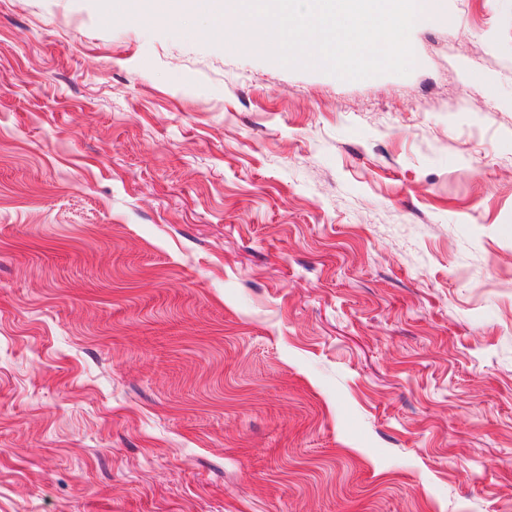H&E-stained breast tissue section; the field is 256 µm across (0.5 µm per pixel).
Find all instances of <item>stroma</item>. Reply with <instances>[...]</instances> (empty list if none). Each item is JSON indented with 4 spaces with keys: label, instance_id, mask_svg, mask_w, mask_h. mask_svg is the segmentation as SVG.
Instances as JSON below:
<instances>
[{
    "label": "stroma",
    "instance_id": "1",
    "mask_svg": "<svg viewBox=\"0 0 512 512\" xmlns=\"http://www.w3.org/2000/svg\"><path fill=\"white\" fill-rule=\"evenodd\" d=\"M0 0V512H512V0L405 76Z\"/></svg>",
    "mask_w": 512,
    "mask_h": 512
}]
</instances>
